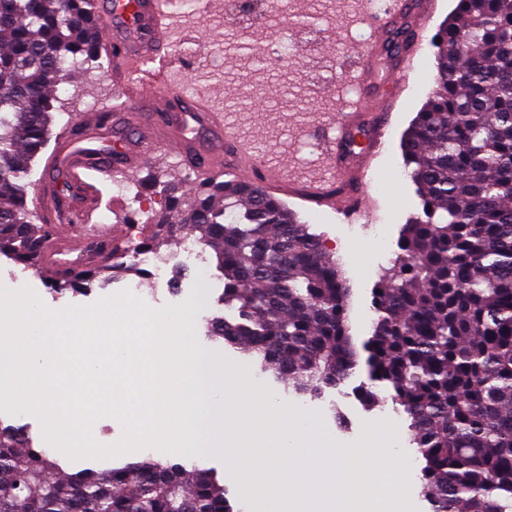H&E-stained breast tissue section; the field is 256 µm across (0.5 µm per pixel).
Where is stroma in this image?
<instances>
[{"label":"stroma","instance_id":"stroma-1","mask_svg":"<svg viewBox=\"0 0 512 512\" xmlns=\"http://www.w3.org/2000/svg\"><path fill=\"white\" fill-rule=\"evenodd\" d=\"M422 3L423 14L429 19L427 27L414 28L407 50L386 58L383 66L373 68L364 84L353 83L348 65L347 52L354 46L352 18L343 11H331L328 0H321L311 19L300 14H279L270 8L252 29L221 13L184 27L167 41V51L173 59L192 54L197 69L206 71L217 56L239 57V46L244 39H251L262 51L270 42L287 45L302 37L305 31L321 28L317 41L303 45V62L299 65L272 64L254 75L235 64L225 71L222 81H211L201 88L196 87L195 76L178 70L171 73L188 95H204L210 109L223 113L227 124L245 118L246 127L239 132V139L253 144L259 155L275 152V166L285 168L287 184L297 189L329 174L331 165L309 129L329 123L349 94L368 96L389 113V147L382 155L367 160L370 172L363 203L371 213L369 223L347 224L328 204L307 202L286 192L281 195L310 233L326 240L329 253L342 264L351 288L350 331L359 343L372 332L376 282L396 256L404 224L421 210L416 188L404 174L400 143L403 132L426 103L433 87L434 58L426 34L436 31L450 17L456 0H422ZM324 15L329 18L325 26L320 23ZM327 65L332 67L334 79L320 78V68ZM118 102L112 76H104L96 85L84 71H73L59 87L52 129L60 131L73 116H93L111 110ZM82 177L100 190L91 228L127 224L134 219L129 200L116 195L109 175L86 171ZM125 177L139 199L156 213L163 209L164 201L147 188V181L156 178L185 191L198 181L199 174L178 153L161 149L140 167L126 172ZM181 241L178 235L168 238L159 249L175 269L176 288L172 291L155 288L151 279L132 271L83 293L58 294L49 288V273L23 269L3 255H0V284L30 287L49 309L62 310L69 306H88L100 298L116 295L124 291L128 281L136 280L144 290L155 291L156 308L191 300L195 305L193 336L203 353L218 362L240 360L237 351L204 339L205 323L224 313L218 303L224 290V275L211 259L207 262L205 278H197L182 264ZM365 380V373L359 372L322 391L327 401L350 413L354 421L352 433L337 436V444L355 446L367 429L389 426L394 430L389 443L392 456L408 460L414 469H421L422 461L410 442L405 413L389 401L375 407L364 405L356 390ZM183 462L217 471L230 491L236 512H251L223 453L200 448L184 457Z\"/></svg>","mask_w":512,"mask_h":512}]
</instances>
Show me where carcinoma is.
I'll use <instances>...</instances> for the list:
<instances>
[{
	"label": "carcinoma",
	"instance_id": "obj_1",
	"mask_svg": "<svg viewBox=\"0 0 512 512\" xmlns=\"http://www.w3.org/2000/svg\"><path fill=\"white\" fill-rule=\"evenodd\" d=\"M103 25L96 0H0V254L26 267L48 232L32 220L31 165L67 72L100 68ZM436 37L434 88L402 139L422 213L377 282L358 392L411 419L431 512H512V0H457ZM164 190L139 248L187 230L214 254L232 315L213 318L208 339L302 395L355 372L341 267L284 201L235 177ZM126 254L101 242L54 284L81 291L138 270ZM0 512L233 508L210 468L149 456L68 474L23 428L0 423Z\"/></svg>",
	"mask_w": 512,
	"mask_h": 512
}]
</instances>
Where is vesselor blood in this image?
<instances>
[{
    "instance_id": "1",
    "label": "vessel or blood",
    "mask_w": 512,
    "mask_h": 512,
    "mask_svg": "<svg viewBox=\"0 0 512 512\" xmlns=\"http://www.w3.org/2000/svg\"><path fill=\"white\" fill-rule=\"evenodd\" d=\"M172 6V0H101L103 42L111 49L112 70L122 82L123 122L129 125L145 121L146 130L136 143L121 145L113 153L101 147L97 133L67 137L59 154L47 162V172L56 176L65 170L123 171L144 163L159 144L194 160L207 179L232 173L258 180L266 189L281 183L284 171L269 168L250 144L230 136L204 96H182L170 85L171 65L164 45ZM386 38V28L375 27L370 38L353 49L361 78H368L366 63ZM386 128L383 113L365 97L337 113L331 129L315 128L332 170L329 178L301 189V196L313 202L335 198L336 209L345 218L364 219L365 209L359 200L366 184L364 160L383 149ZM55 203L51 196L41 201L47 216L56 221V233L43 247L44 259L51 268L66 264L72 255L83 254L97 241L123 244V237L112 229L90 234L79 229L74 217H57Z\"/></svg>"
}]
</instances>
